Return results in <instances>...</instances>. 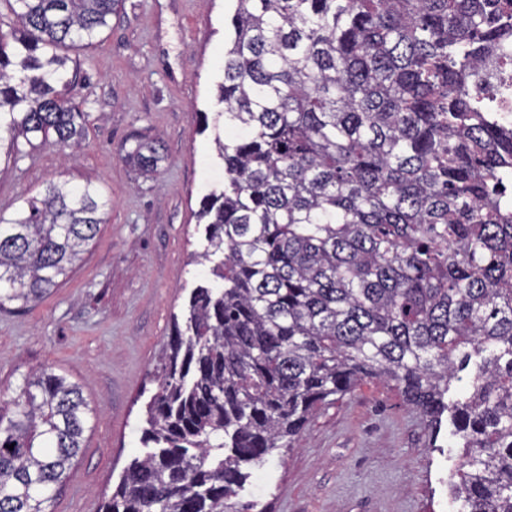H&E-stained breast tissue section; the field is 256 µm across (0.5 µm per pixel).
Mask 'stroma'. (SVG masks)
Masks as SVG:
<instances>
[{
	"label": "stroma",
	"instance_id": "35a3bbf8",
	"mask_svg": "<svg viewBox=\"0 0 512 512\" xmlns=\"http://www.w3.org/2000/svg\"><path fill=\"white\" fill-rule=\"evenodd\" d=\"M235 0H123L100 43L85 50L76 94L89 114L80 148L51 146L0 161V213L49 183L97 185L106 221L82 260L30 310H0V392L33 369L80 384L93 409L83 448L48 512H99L140 446L145 407L190 291L205 276L190 261L205 241L194 218L224 186L213 142L224 32ZM137 136L160 145L158 172L125 157ZM449 426L431 433L395 388L368 381L321 407L267 477V512H448L460 461Z\"/></svg>",
	"mask_w": 512,
	"mask_h": 512
}]
</instances>
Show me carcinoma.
I'll use <instances>...</instances> for the list:
<instances>
[{
  "mask_svg": "<svg viewBox=\"0 0 512 512\" xmlns=\"http://www.w3.org/2000/svg\"><path fill=\"white\" fill-rule=\"evenodd\" d=\"M122 0H0V158L82 143L79 59ZM512 0H236L198 221L217 261L168 341L138 454L101 512H252L248 468L367 380L464 448L459 512H512V132L471 96ZM126 157L163 160L134 138ZM98 189L0 213V309L43 299L95 239ZM470 373L459 398L446 395ZM92 409L45 369L0 398V512H47Z\"/></svg>",
  "mask_w": 512,
  "mask_h": 512,
  "instance_id": "carcinoma-1",
  "label": "carcinoma"
}]
</instances>
